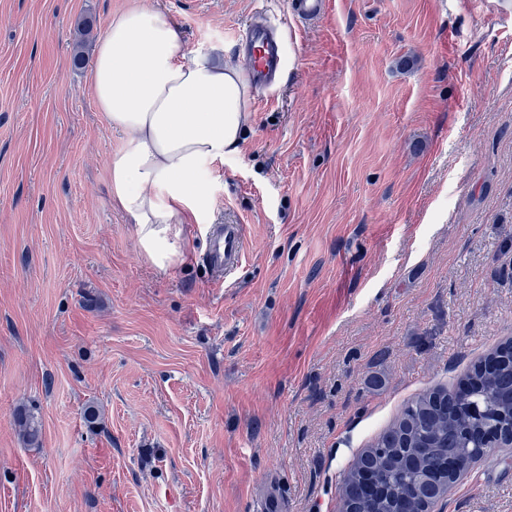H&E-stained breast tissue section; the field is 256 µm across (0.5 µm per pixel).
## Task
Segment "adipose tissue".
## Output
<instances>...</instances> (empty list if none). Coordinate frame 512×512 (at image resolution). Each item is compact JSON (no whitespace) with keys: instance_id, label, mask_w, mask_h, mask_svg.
I'll return each mask as SVG.
<instances>
[{"instance_id":"1","label":"adipose tissue","mask_w":512,"mask_h":512,"mask_svg":"<svg viewBox=\"0 0 512 512\" xmlns=\"http://www.w3.org/2000/svg\"><path fill=\"white\" fill-rule=\"evenodd\" d=\"M90 85L108 125L124 135L107 161L109 201L147 259L168 269L184 256V225L210 207L203 170L240 149L247 75L225 60L223 45L187 54L160 12L135 7L111 17Z\"/></svg>"}]
</instances>
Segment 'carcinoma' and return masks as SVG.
<instances>
[{"label": "carcinoma", "instance_id": "cac0c4a2", "mask_svg": "<svg viewBox=\"0 0 512 512\" xmlns=\"http://www.w3.org/2000/svg\"><path fill=\"white\" fill-rule=\"evenodd\" d=\"M473 390L462 396L438 389L413 398L350 468L343 508L350 512H405L436 503L435 483H454L449 464L475 462L488 454L496 436L512 428V344L476 363L468 375ZM14 423L29 444L39 438L33 416Z\"/></svg>", "mask_w": 512, "mask_h": 512}]
</instances>
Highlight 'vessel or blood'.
I'll return each instance as SVG.
<instances>
[{"label":"vessel or blood","instance_id":"vessel-or-blood-1","mask_svg":"<svg viewBox=\"0 0 512 512\" xmlns=\"http://www.w3.org/2000/svg\"><path fill=\"white\" fill-rule=\"evenodd\" d=\"M292 13L303 22L323 18L328 0H290ZM243 43L247 56V73L254 87L272 86L283 69L284 41L264 23L251 25ZM203 262L215 276L235 273L243 263L245 238L238 224H214L206 235Z\"/></svg>","mask_w":512,"mask_h":512}]
</instances>
